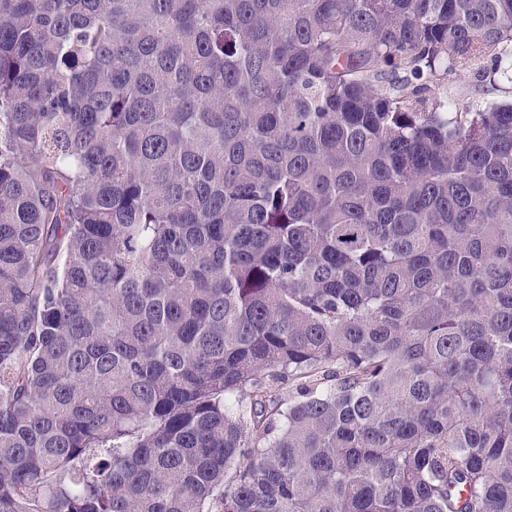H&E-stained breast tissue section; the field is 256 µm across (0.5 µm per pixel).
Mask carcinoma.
<instances>
[{
    "mask_svg": "<svg viewBox=\"0 0 512 512\" xmlns=\"http://www.w3.org/2000/svg\"><path fill=\"white\" fill-rule=\"evenodd\" d=\"M512 0H0V512H512ZM449 89V90H448ZM475 88L466 78L457 79L449 87L445 88L443 92L448 95L450 92L458 99H500L499 92L491 90V88ZM488 90V91H486ZM490 90V91H489Z\"/></svg>",
    "mask_w": 512,
    "mask_h": 512,
    "instance_id": "obj_1",
    "label": "carcinoma"
}]
</instances>
